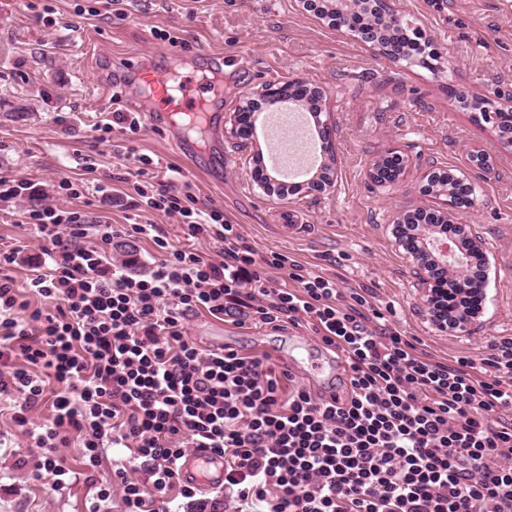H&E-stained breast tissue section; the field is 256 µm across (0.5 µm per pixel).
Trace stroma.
Here are the masks:
<instances>
[{"label": "stroma", "instance_id": "1", "mask_svg": "<svg viewBox=\"0 0 512 512\" xmlns=\"http://www.w3.org/2000/svg\"><path fill=\"white\" fill-rule=\"evenodd\" d=\"M412 26L438 53L433 70L406 69L306 12L300 0H126L125 15L99 9L98 0H0V169L43 186L62 177L83 180L90 212L125 223L112 205L117 178L136 180L132 159L113 143L132 146L169 177L181 168L200 206L222 208L260 251H280L314 268H334L344 285L375 289L391 305L392 324L445 357L481 356L486 338L512 336V151L461 107L459 94L512 90V0H400ZM52 15H45V6ZM177 36V47L156 28ZM178 50L189 72L224 58L225 113L253 91L294 78L325 89L321 105L334 126V185L277 197L265 192L254 168L266 134L247 145L230 135L184 160L175 146L184 125L161 122L135 134L114 132L99 143L95 127L112 110L141 109V91H122L118 76L136 62ZM399 147L409 165L402 181L375 186L371 162ZM492 158L488 174L471 171L469 152ZM466 174L478 194L457 221L478 228L489 256L487 312L466 335L437 331L423 314L412 261L390 233L396 217L434 205L423 193L427 168ZM204 346L224 336L256 353L287 350L290 331L237 327L202 314L187 325ZM14 426L0 415V512H87L89 488L77 481L53 492L36 481L38 448L12 449Z\"/></svg>", "mask_w": 512, "mask_h": 512}]
</instances>
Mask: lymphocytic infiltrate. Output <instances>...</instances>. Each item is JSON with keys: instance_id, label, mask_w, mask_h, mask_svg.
<instances>
[{"instance_id": "f902f5d3", "label": "lymphocytic infiltrate", "mask_w": 512, "mask_h": 512, "mask_svg": "<svg viewBox=\"0 0 512 512\" xmlns=\"http://www.w3.org/2000/svg\"><path fill=\"white\" fill-rule=\"evenodd\" d=\"M134 160L139 178L116 202L177 218L214 254L174 246L149 221L93 220L70 178L46 191L0 172V206L32 230L30 243L0 249V398L18 447L41 449L52 490L81 479L89 512L112 500L121 512H168L171 490L195 498L179 462L203 450L224 458V512H512V336L488 340L477 360L438 357L389 322L373 289L259 251L222 209L199 207L190 184L150 179L153 158ZM422 232L450 240L485 281L468 225L420 210L392 228L407 246ZM123 235L159 252L148 274L107 254ZM201 313L310 331L344 361L346 397L322 401L268 354L191 340ZM73 434L78 471L56 454Z\"/></svg>"}]
</instances>
